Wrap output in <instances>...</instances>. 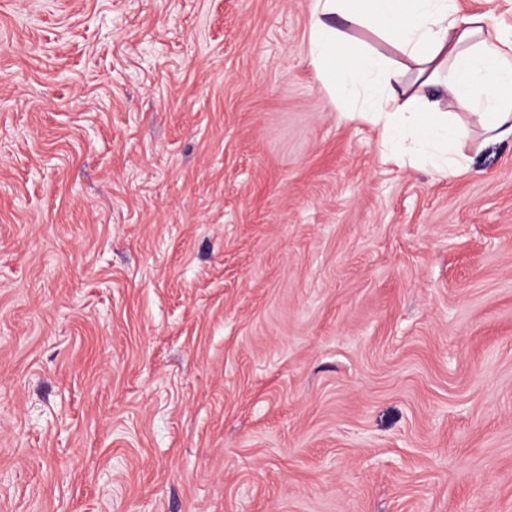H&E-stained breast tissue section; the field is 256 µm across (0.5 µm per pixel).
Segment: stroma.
I'll list each match as a JSON object with an SVG mask.
<instances>
[{
    "mask_svg": "<svg viewBox=\"0 0 512 512\" xmlns=\"http://www.w3.org/2000/svg\"><path fill=\"white\" fill-rule=\"evenodd\" d=\"M311 0H0V512H512V139L391 157Z\"/></svg>",
    "mask_w": 512,
    "mask_h": 512,
    "instance_id": "stroma-1",
    "label": "stroma"
}]
</instances>
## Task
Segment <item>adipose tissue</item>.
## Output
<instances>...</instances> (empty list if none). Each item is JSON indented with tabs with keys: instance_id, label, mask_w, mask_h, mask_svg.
Instances as JSON below:
<instances>
[{
	"instance_id": "adipose-tissue-1",
	"label": "adipose tissue",
	"mask_w": 512,
	"mask_h": 512,
	"mask_svg": "<svg viewBox=\"0 0 512 512\" xmlns=\"http://www.w3.org/2000/svg\"><path fill=\"white\" fill-rule=\"evenodd\" d=\"M348 24L390 42L412 63L411 79L364 44L337 61ZM310 44L321 81L359 99L360 115L380 125L387 147L408 149L436 171L461 170L456 147L470 133L441 111L442 96L469 110L487 139L512 137V41L491 32L482 15L458 16L454 0H312Z\"/></svg>"
}]
</instances>
